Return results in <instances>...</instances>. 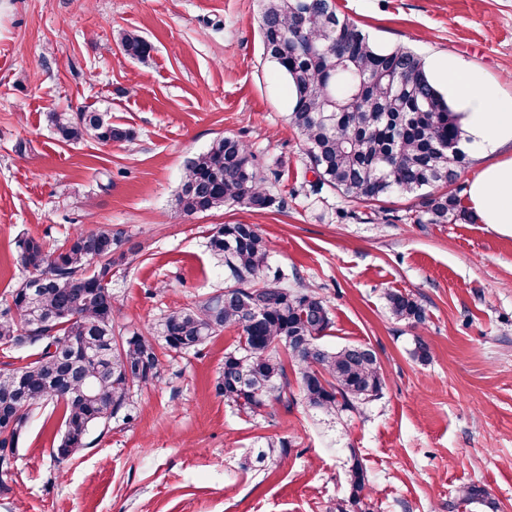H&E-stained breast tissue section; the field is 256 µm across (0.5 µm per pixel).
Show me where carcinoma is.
<instances>
[{"label": "carcinoma", "instance_id": "carcinoma-1", "mask_svg": "<svg viewBox=\"0 0 512 512\" xmlns=\"http://www.w3.org/2000/svg\"><path fill=\"white\" fill-rule=\"evenodd\" d=\"M263 45L291 89L288 124L307 145L315 185L344 197L379 201L384 197L425 198L418 224H453L465 210L453 194L434 189L453 181L465 163L457 144V115L432 81L424 60L406 47L384 49L333 0H261ZM131 58L149 44L136 32L120 35ZM51 123L66 140L85 135L108 144L129 141L132 132L107 113L83 108L54 112ZM258 157L235 136H224L185 165L176 210L192 216L229 205L261 210L274 203ZM120 236L110 230L80 231L56 251L29 238L20 262L31 275L0 311V345H39L24 366L0 370V410L14 408L10 436L0 437V487L12 479L17 445L31 414L62 406L63 432L53 455L69 458L89 445L93 428L130 404L132 390L160 381L156 342L176 354L205 345L225 327L239 332L224 354L215 392L246 415L257 414L288 394L286 362L294 366L304 403L326 415L358 413L378 399L384 378L376 352L362 344L328 348L320 343L331 328L326 301L308 288L288 287V275L272 268L269 242L254 224H219L209 247L224 266V290L195 308L175 310L157 324L156 335L123 334L112 305V268L130 266L139 252H116ZM248 299L256 314L244 310ZM391 315L411 325L425 321L411 296L387 293ZM316 346L310 353L294 340ZM283 448L273 455L274 448ZM286 443L269 442L254 464L264 468L287 458ZM348 470V502L369 512L364 502L366 474L356 457Z\"/></svg>", "mask_w": 512, "mask_h": 512}]
</instances>
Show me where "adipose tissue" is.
<instances>
[{"mask_svg": "<svg viewBox=\"0 0 512 512\" xmlns=\"http://www.w3.org/2000/svg\"><path fill=\"white\" fill-rule=\"evenodd\" d=\"M441 73L459 112L462 152L492 154L512 143V97L455 63L443 64ZM468 197L474 222L512 231V158L481 170L470 182Z\"/></svg>", "mask_w": 512, "mask_h": 512, "instance_id": "obj_1", "label": "adipose tissue"}]
</instances>
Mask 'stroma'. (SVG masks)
Segmentation results:
<instances>
[{
	"instance_id": "obj_1",
	"label": "stroma",
	"mask_w": 512,
	"mask_h": 512,
	"mask_svg": "<svg viewBox=\"0 0 512 512\" xmlns=\"http://www.w3.org/2000/svg\"><path fill=\"white\" fill-rule=\"evenodd\" d=\"M370 38L405 46L428 69L452 60L512 96V0H335ZM259 0H0V309L26 278L21 239L47 248L76 230H122L139 264L116 269L112 304L150 334L170 311L224 286L208 248L215 224L257 225L292 288L323 297L325 346L363 344L385 388L362 413L331 417L298 389L254 417L214 393L228 327L199 351L160 350L161 381L57 463L62 412L30 417L0 512H336L351 456L367 470L372 512H512V235L486 224H416L415 196L377 203L314 190L289 127V87L263 53ZM150 44L133 59L118 45ZM89 107L129 142L61 141L53 112ZM248 143L274 204L184 218L175 197L187 160L223 136ZM411 295L423 325L393 319L386 294ZM427 341L432 359L412 352ZM289 442L261 470L254 450ZM484 487L486 503H462ZM119 45L122 51L130 58H142L149 51L147 41L136 32H123L120 35Z\"/></svg>"
}]
</instances>
